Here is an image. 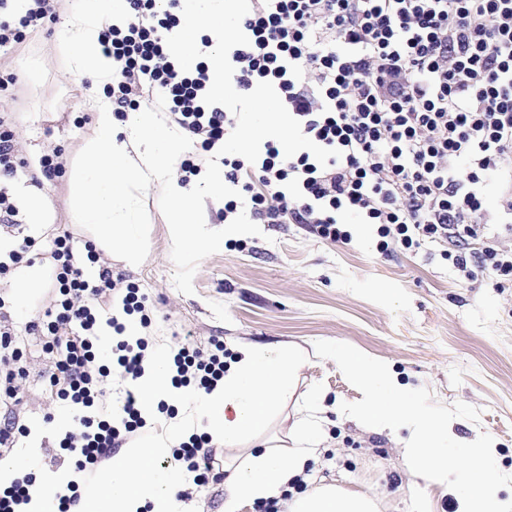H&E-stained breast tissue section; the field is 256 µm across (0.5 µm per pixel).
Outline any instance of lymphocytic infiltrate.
I'll list each match as a JSON object with an SVG mask.
<instances>
[{
  "instance_id": "obj_1",
  "label": "lymphocytic infiltrate",
  "mask_w": 512,
  "mask_h": 512,
  "mask_svg": "<svg viewBox=\"0 0 512 512\" xmlns=\"http://www.w3.org/2000/svg\"><path fill=\"white\" fill-rule=\"evenodd\" d=\"M29 2L24 15L0 21V49L54 20L53 0ZM127 2L128 22L100 38L120 63L107 89L117 119L152 105L157 90L203 151L223 147L238 114L210 96L207 60L186 67L169 50L185 25L180 0ZM224 75L244 98L269 88L299 142L292 150L269 138L224 156L226 219L241 193L260 223L301 224L345 244L353 215L376 225L380 252L436 244L464 275L478 268L512 282V0H252L224 43ZM43 251L55 264L54 297L26 332L43 337L49 382L76 411L59 446L88 480L146 425L137 391L146 344L122 339L116 325V360L97 364L101 306L121 286L125 312L146 327L151 320L139 287L67 231L19 235L0 275ZM89 264L96 280L84 276ZM64 329L73 337L61 338ZM173 361L175 387L211 391L224 377V343L182 344ZM116 375L126 390L113 403ZM175 454L205 487L216 464L205 438L190 436Z\"/></svg>"
}]
</instances>
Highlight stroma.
Returning a JSON list of instances; mask_svg holds the SVG:
<instances>
[{
  "instance_id": "1",
  "label": "stroma",
  "mask_w": 512,
  "mask_h": 512,
  "mask_svg": "<svg viewBox=\"0 0 512 512\" xmlns=\"http://www.w3.org/2000/svg\"><path fill=\"white\" fill-rule=\"evenodd\" d=\"M0 79L8 83L0 113H10L24 157L33 162L55 148L63 153L61 176L40 187L47 200L40 231L67 230L92 240L93 231L74 218L71 197L73 165L95 130L93 113L79 106L90 83L66 75L58 22L0 52ZM171 221L161 189L140 193L144 261L134 270L112 262L147 296L155 317L150 346L171 347L187 334L204 348L218 338L229 362L241 342L290 343L308 353L295 402L321 389L329 399L356 405L365 400L364 390L318 351L321 344L342 343L391 366L401 383L448 416L460 449L476 434L491 437L498 466L511 475L505 487L512 489V287H497L482 275L465 280L435 246L379 253L375 226L355 218L351 240L342 245L297 224L258 223L244 207L238 217L244 234L194 256L176 254ZM0 297L21 328L43 311L48 291L19 299L13 275L6 274ZM23 359L29 375L21 383L20 421L42 428L30 467L40 476L55 472L51 459L62 454L44 417L67 409L44 380L48 366L34 338H26ZM325 417L328 439L309 464L312 479L376 493L379 512H456L453 497L409 477L400 436L332 410Z\"/></svg>"
}]
</instances>
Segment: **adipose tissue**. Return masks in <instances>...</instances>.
Segmentation results:
<instances>
[{
	"label": "adipose tissue",
	"mask_w": 512,
	"mask_h": 512,
	"mask_svg": "<svg viewBox=\"0 0 512 512\" xmlns=\"http://www.w3.org/2000/svg\"><path fill=\"white\" fill-rule=\"evenodd\" d=\"M236 0H183L187 18L185 35L173 50L184 60L200 54L222 56L224 16ZM128 18L126 0H75L61 17V33L72 71L91 79L94 86L111 83L116 62L102 53L99 39L105 26L124 23ZM208 33L210 48L198 45L196 33ZM83 109L96 118L95 133L82 151L73 172L74 203L81 223L94 225L115 245L126 266L142 264L144 253L136 216V194L153 186L165 193L175 218L172 229L178 254L214 251L224 246L225 234H236L237 225L227 233L207 230L194 221L197 196L224 194V167L219 159L203 160L191 186L181 185L175 175L180 160L194 152L193 142L169 126L158 112L131 113L127 133H120L111 103L88 94ZM368 391L359 407L337 405L338 415L355 418L369 428L404 433L403 462L410 476L455 495L457 512H512V500L499 496L501 478L492 464L494 443L476 437L475 462L462 469L448 456L451 427L447 417L425 406L412 392L402 388L391 369L360 352L340 344L325 346ZM303 349L294 345L268 347L243 344L224 372V378L210 392L190 395L173 387L171 362L165 348L147 355L139 380L145 399V419H152L158 401L184 409V419L171 423L166 434L140 441L127 456L115 461L104 481L82 496L81 512H180L176 496L184 480L180 469H163L159 459L169 455L192 431V421H207L212 441L233 448L245 446L237 464L227 466L225 486L232 498L268 500L282 497L284 490L301 477L325 440V394H315L295 412L291 447L287 453L274 448H252L249 440L266 429L271 416L292 395L295 379L305 362ZM285 512H378L369 493L322 483L285 499Z\"/></svg>",
	"instance_id": "ef3b65f1"
}]
</instances>
